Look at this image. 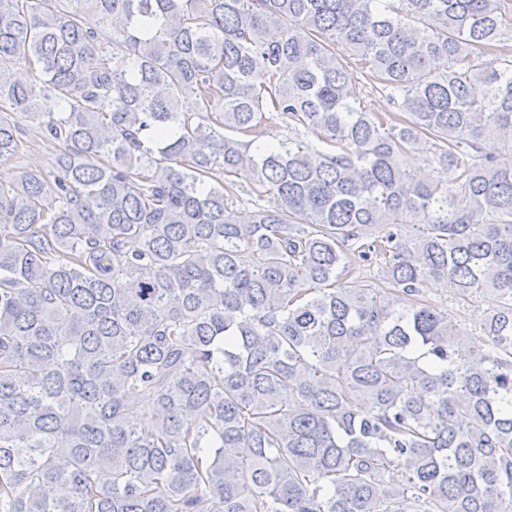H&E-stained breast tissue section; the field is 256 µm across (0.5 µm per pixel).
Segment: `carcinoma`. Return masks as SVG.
Instances as JSON below:
<instances>
[{"instance_id":"carcinoma-1","label":"carcinoma","mask_w":512,"mask_h":512,"mask_svg":"<svg viewBox=\"0 0 512 512\" xmlns=\"http://www.w3.org/2000/svg\"><path fill=\"white\" fill-rule=\"evenodd\" d=\"M511 29L512 0H0V160L24 121L60 145L0 178V512H512ZM430 280L499 304L463 331Z\"/></svg>"}]
</instances>
